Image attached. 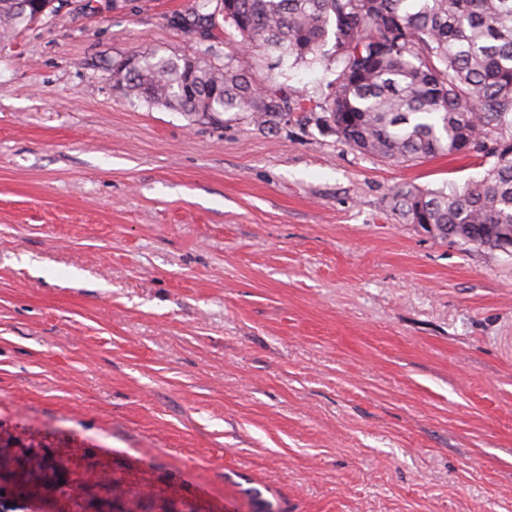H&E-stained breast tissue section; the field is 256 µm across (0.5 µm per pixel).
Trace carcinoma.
<instances>
[{"label": "carcinoma", "mask_w": 512, "mask_h": 512, "mask_svg": "<svg viewBox=\"0 0 512 512\" xmlns=\"http://www.w3.org/2000/svg\"><path fill=\"white\" fill-rule=\"evenodd\" d=\"M53 0H0V39L37 21ZM191 25L219 23L241 42L288 63H341L318 120L351 149L397 164L465 155L500 132L495 162L479 180L426 190L400 184L392 209L461 245L498 249L512 232V0H193ZM113 86L189 115L247 112L259 126L308 108L299 92L258 97L250 82L205 59L151 52L112 70ZM36 455L9 469L0 493L36 495L61 476Z\"/></svg>", "instance_id": "carcinoma-1"}]
</instances>
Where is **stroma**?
I'll list each match as a JSON object with an SVG mask.
<instances>
[{
    "mask_svg": "<svg viewBox=\"0 0 512 512\" xmlns=\"http://www.w3.org/2000/svg\"><path fill=\"white\" fill-rule=\"evenodd\" d=\"M193 0H54L0 40V456L145 499L251 512H512V254L390 208L482 178L491 147L408 165L316 120L129 100L112 67L272 59L185 25ZM335 63L286 70L319 101Z\"/></svg>",
    "mask_w": 512,
    "mask_h": 512,
    "instance_id": "stroma-1",
    "label": "stroma"
}]
</instances>
